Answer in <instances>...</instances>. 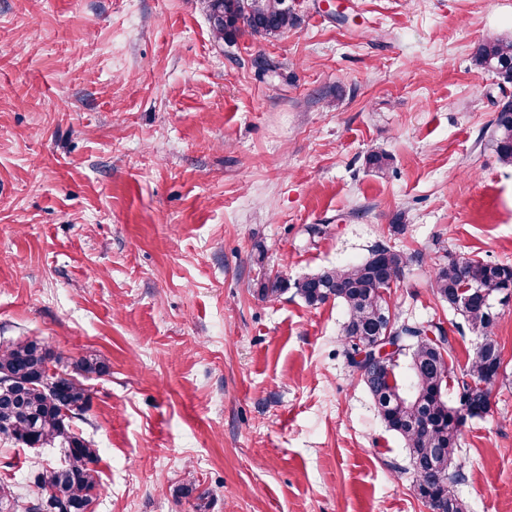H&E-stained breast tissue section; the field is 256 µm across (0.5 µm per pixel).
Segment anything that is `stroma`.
I'll use <instances>...</instances> for the list:
<instances>
[{
    "instance_id": "obj_1",
    "label": "stroma",
    "mask_w": 512,
    "mask_h": 512,
    "mask_svg": "<svg viewBox=\"0 0 512 512\" xmlns=\"http://www.w3.org/2000/svg\"><path fill=\"white\" fill-rule=\"evenodd\" d=\"M288 2V31L227 42L206 0H0V345L108 365L71 421L99 450L93 512H429L345 357L344 307L257 282L383 245L410 258L400 320L461 322L430 262L512 265L494 141L512 83L475 60L512 39V0ZM496 309L492 408L450 464L467 512H512V301ZM4 461L23 488L63 457L0 441Z\"/></svg>"
}]
</instances>
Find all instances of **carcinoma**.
Segmentation results:
<instances>
[{
	"mask_svg": "<svg viewBox=\"0 0 512 512\" xmlns=\"http://www.w3.org/2000/svg\"><path fill=\"white\" fill-rule=\"evenodd\" d=\"M207 8L215 37L225 41L245 33L276 36L294 22L286 0H207ZM475 59L504 82H512V40L482 42ZM496 129L498 161L512 166V103L498 112ZM406 264L403 254L379 247L364 261L293 282L280 273L266 274L257 284V294L271 301L293 288L310 305L330 299L341 303L347 311L343 352L354 366L362 347L387 324L380 295L384 282L400 279ZM431 278L437 296L482 337L461 370L462 379L496 383L503 363L495 338L498 315L482 305L475 290L512 288V265L460 256L436 264ZM393 331L399 345L396 359L373 372L365 385L388 429L407 444L417 496L434 512H464L449 490L454 480L449 461L461 435L459 391L468 389L466 383L452 388L443 378L444 359L454 361L453 339L439 335L435 323H397ZM430 332L436 340L428 338ZM52 359L50 346L41 340L0 346V439L29 448H58L64 456L58 466L32 469L25 496L11 482L0 481V512H92L98 489L97 449L71 428L69 420L86 410L91 392L85 379L102 374L104 365L84 357L69 373L53 369ZM403 359L413 378L409 391L397 372Z\"/></svg>",
	"mask_w": 512,
	"mask_h": 512,
	"instance_id": "obj_1",
	"label": "carcinoma"
}]
</instances>
